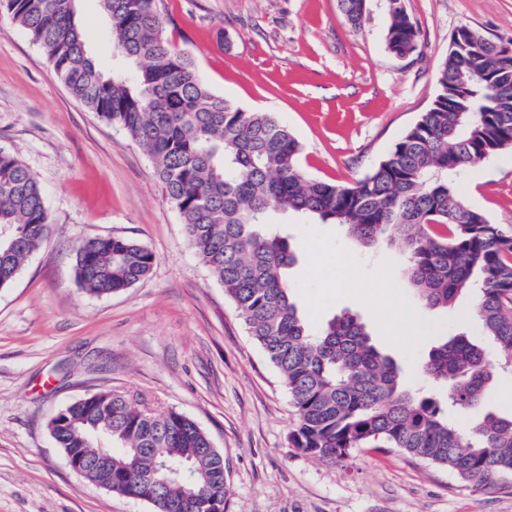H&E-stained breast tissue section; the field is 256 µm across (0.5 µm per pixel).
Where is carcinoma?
Instances as JSON below:
<instances>
[{
    "label": "carcinoma",
    "instance_id": "carcinoma-1",
    "mask_svg": "<svg viewBox=\"0 0 512 512\" xmlns=\"http://www.w3.org/2000/svg\"><path fill=\"white\" fill-rule=\"evenodd\" d=\"M124 68L108 74L90 54L77 0H0L46 55L69 93L120 127L148 156L182 218L198 260L224 286L253 340L277 369L297 413L290 443L322 461L352 449L397 448L477 487L512 476V412L461 425L431 396L405 386L403 371L343 311L312 330L293 301L297 262L275 216L339 224L360 247H396L404 275L429 307L474 294L471 313L512 366V232L467 206L455 175L512 147V38L468 26L448 48L432 106L363 178L318 180L300 164L302 143L270 112H248L215 94L192 58L165 36L158 0H99ZM361 25L365 0H339ZM418 31L389 9L388 49L414 51ZM511 48H502L503 43ZM51 218L33 172L0 148V288L10 286L47 238ZM156 262L121 236L80 242L75 276L94 296L124 292ZM425 376L447 386L448 406L483 403L493 374L485 348L465 332L432 346ZM57 447L90 462L87 479L151 504L154 512H225L224 458L190 417L150 413L122 393L100 391L48 422ZM112 439V465L96 459Z\"/></svg>",
    "mask_w": 512,
    "mask_h": 512
}]
</instances>
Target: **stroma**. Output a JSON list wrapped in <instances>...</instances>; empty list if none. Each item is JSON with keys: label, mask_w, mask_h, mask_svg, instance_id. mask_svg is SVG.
Listing matches in <instances>:
<instances>
[{"label": "stroma", "mask_w": 512, "mask_h": 512, "mask_svg": "<svg viewBox=\"0 0 512 512\" xmlns=\"http://www.w3.org/2000/svg\"><path fill=\"white\" fill-rule=\"evenodd\" d=\"M419 31L405 57L385 44L387 0H366L352 27L338 0H158L167 36L216 94L275 113L301 141L305 172L351 183L367 175L426 112L453 31L512 36V0H405ZM90 52L104 71L122 59L98 0H79ZM0 147L33 172L52 224L14 283L0 288V512H153L74 472L50 418L112 390L176 410L224 456L225 512H512V480L492 489L394 448H356L340 463L293 448L287 389L224 288L199 262L181 217L142 149L73 100L26 31L0 15ZM467 205L512 230V148L459 174ZM298 262L293 298L312 326L357 314L413 389L444 397L421 362L454 333L472 295L425 306L393 247L364 249L334 224L289 222ZM122 236L156 256L150 276L111 296L87 295L74 246ZM356 290L337 292V255Z\"/></svg>", "instance_id": "stroma-1"}]
</instances>
